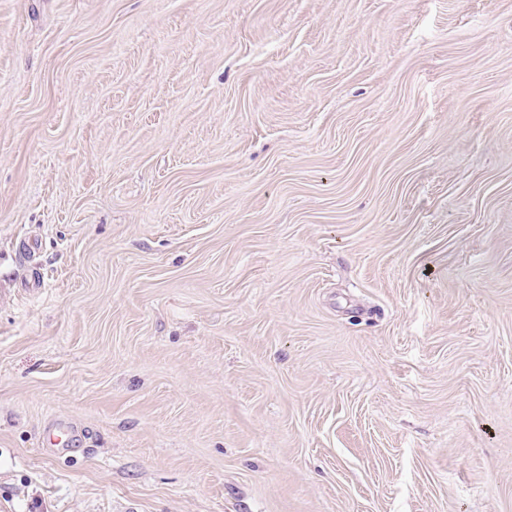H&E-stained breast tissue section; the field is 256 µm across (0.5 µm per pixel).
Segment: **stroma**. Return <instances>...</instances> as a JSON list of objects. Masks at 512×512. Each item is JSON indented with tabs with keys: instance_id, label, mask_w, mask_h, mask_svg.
<instances>
[{
	"instance_id": "obj_1",
	"label": "stroma",
	"mask_w": 512,
	"mask_h": 512,
	"mask_svg": "<svg viewBox=\"0 0 512 512\" xmlns=\"http://www.w3.org/2000/svg\"><path fill=\"white\" fill-rule=\"evenodd\" d=\"M0 512H512V0H0Z\"/></svg>"
}]
</instances>
